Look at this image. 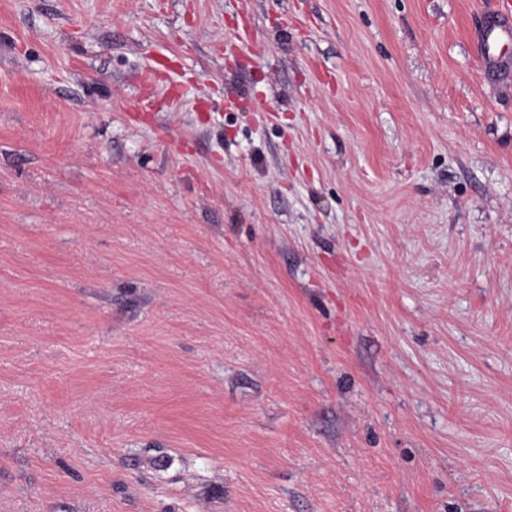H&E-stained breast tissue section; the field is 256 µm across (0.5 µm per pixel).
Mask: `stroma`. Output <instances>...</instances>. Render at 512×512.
<instances>
[{"mask_svg":"<svg viewBox=\"0 0 512 512\" xmlns=\"http://www.w3.org/2000/svg\"><path fill=\"white\" fill-rule=\"evenodd\" d=\"M496 2L0 0V512H512ZM492 16L478 35V48L486 64H498L512 59V26Z\"/></svg>","mask_w":512,"mask_h":512,"instance_id":"1","label":"stroma"}]
</instances>
